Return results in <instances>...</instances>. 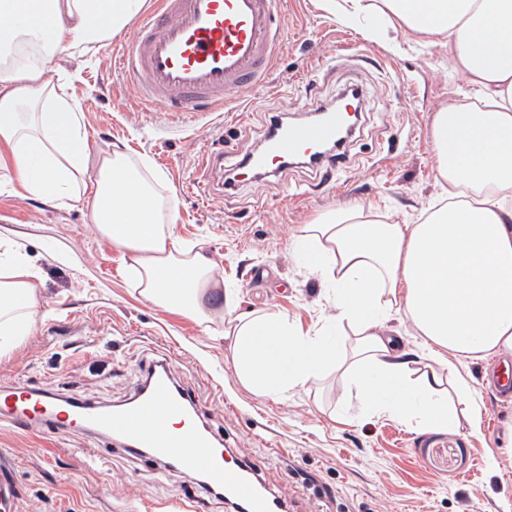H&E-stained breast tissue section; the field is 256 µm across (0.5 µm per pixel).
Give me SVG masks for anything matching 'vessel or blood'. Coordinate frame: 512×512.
<instances>
[{
  "label": "vessel or blood",
  "mask_w": 512,
  "mask_h": 512,
  "mask_svg": "<svg viewBox=\"0 0 512 512\" xmlns=\"http://www.w3.org/2000/svg\"><path fill=\"white\" fill-rule=\"evenodd\" d=\"M276 0H155L134 19V39L121 64L139 98L173 112H215L253 87L266 86L282 34L273 21ZM338 122L306 120L279 126L252 151L250 173L273 174L281 160L322 154L335 142ZM193 398L164 365H156L146 393L114 407L94 404L31 384L0 394V425L44 439L69 430L92 431L129 450L204 475L246 512H276L273 493L262 494L243 466L225 467L220 440L198 425Z\"/></svg>",
  "instance_id": "b4317fda"
}]
</instances>
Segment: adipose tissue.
<instances>
[{"label":"adipose tissue","mask_w":512,"mask_h":512,"mask_svg":"<svg viewBox=\"0 0 512 512\" xmlns=\"http://www.w3.org/2000/svg\"><path fill=\"white\" fill-rule=\"evenodd\" d=\"M320 2L348 20L382 16L377 38L389 47L398 32L447 44L480 103L435 112L431 147L445 194L416 223L354 200L301 225L292 255L336 309L314 335L266 308H209L215 291L229 300L232 289L202 247L174 236L173 202L147 160L107 149L88 170L79 105L52 74L60 54L84 56L127 30L144 0H0V170L30 197L89 204L97 232L128 255L143 300L211 326L245 388L279 397L336 370L356 416L480 433L484 395L458 366L512 357V0ZM38 280L29 257L0 236V355L29 336ZM396 318L420 336L419 351L399 348Z\"/></svg>","instance_id":"ef3b65f1"}]
</instances>
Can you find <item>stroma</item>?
I'll list each match as a JSON object with an SVG mask.
<instances>
[{"label":"stroma","instance_id":"obj_1","mask_svg":"<svg viewBox=\"0 0 512 512\" xmlns=\"http://www.w3.org/2000/svg\"><path fill=\"white\" fill-rule=\"evenodd\" d=\"M278 13L273 89L250 90L224 112L190 117L142 104L113 58L128 31L94 54L61 56L59 66L71 77L67 92L80 106L90 154L116 147L149 160L176 203L174 235L213 259L235 289L236 313L267 307L310 334L334 308L291 256V237L353 199L416 222L439 193L432 117L468 85L449 72L446 46L389 50L366 25L344 22L318 0H282ZM349 84L367 91V104L333 182L293 167L225 190L222 171L202 173V149H227L232 165L262 142L271 116L300 117ZM0 234L41 270L37 321L21 346L0 356V386L34 384L113 405L132 398L147 367L163 361L190 389L202 423L234 458L257 467L283 512H512V456L499 443L512 400L485 392L483 433L475 436L422 432L387 417L348 420L337 372L284 398L263 396L238 382L227 341L139 296L128 257L96 232L87 205L26 197L0 171ZM2 452L15 461L18 512H173L187 496L203 512H230L202 475L117 445L103 452L85 431L46 443L0 427Z\"/></svg>","mask_w":512,"mask_h":512}]
</instances>
